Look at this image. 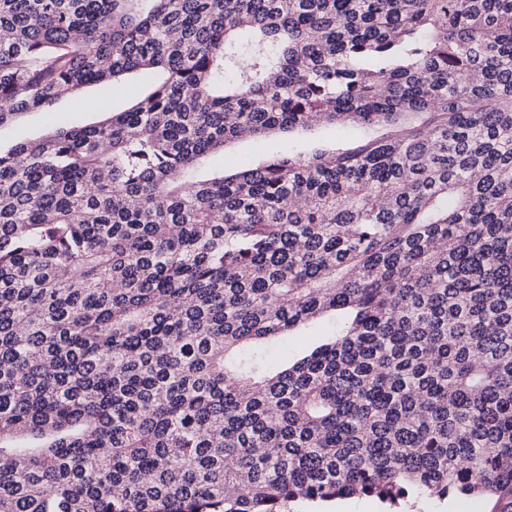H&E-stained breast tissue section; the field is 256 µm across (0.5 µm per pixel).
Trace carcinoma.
<instances>
[{
	"label": "carcinoma",
	"mask_w": 512,
	"mask_h": 512,
	"mask_svg": "<svg viewBox=\"0 0 512 512\" xmlns=\"http://www.w3.org/2000/svg\"><path fill=\"white\" fill-rule=\"evenodd\" d=\"M127 74L0 149V512L512 509V0H0V127ZM124 87L112 88L97 84L82 89V104L79 107L74 99L64 97L58 100L53 108L57 112H27L20 115L15 122L0 129V146L7 150L21 139H39L47 134L56 123L68 124L79 122L93 124L106 118L105 110L110 112L126 109L132 95L140 89V80L137 75L126 79ZM97 103L100 108L96 110ZM77 108H81L83 112ZM386 127H364L351 125L344 128L328 123L298 129L288 136L271 135L260 142L253 139H238L224 146V154L214 156L204 169L207 173L222 171L224 174L234 173L244 160L260 161L264 155L278 151L282 145L288 144L296 152L311 155L315 152H332L337 149L352 147L362 140L387 133ZM489 510L490 506L483 502L461 497L445 501L421 498L411 502L405 512H487Z\"/></svg>",
	"instance_id": "1"
}]
</instances>
